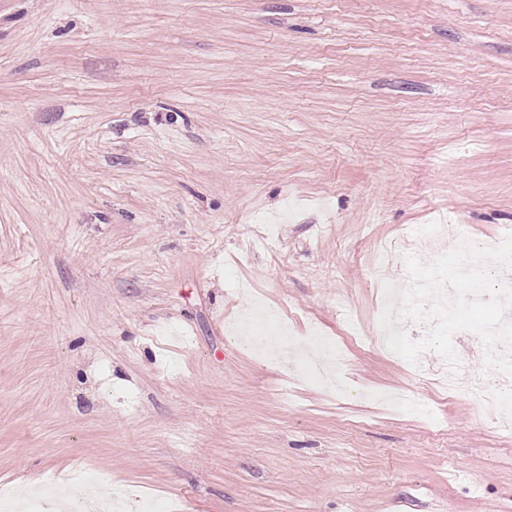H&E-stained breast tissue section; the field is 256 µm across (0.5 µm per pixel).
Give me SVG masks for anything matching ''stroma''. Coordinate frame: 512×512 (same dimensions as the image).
<instances>
[{
    "mask_svg": "<svg viewBox=\"0 0 512 512\" xmlns=\"http://www.w3.org/2000/svg\"><path fill=\"white\" fill-rule=\"evenodd\" d=\"M512 234V0H0V483L185 512H512V378L380 344ZM345 348L344 389L225 329ZM413 392L429 417L396 403Z\"/></svg>",
    "mask_w": 512,
    "mask_h": 512,
    "instance_id": "obj_1",
    "label": "stroma"
}]
</instances>
